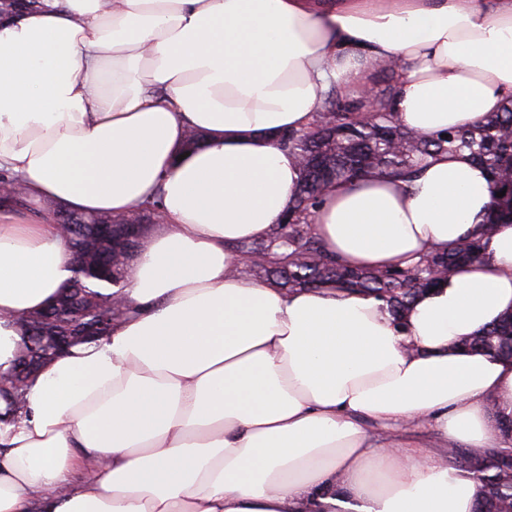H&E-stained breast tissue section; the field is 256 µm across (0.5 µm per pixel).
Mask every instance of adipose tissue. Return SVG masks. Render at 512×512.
Wrapping results in <instances>:
<instances>
[{
    "label": "adipose tissue",
    "instance_id": "ef3b65f1",
    "mask_svg": "<svg viewBox=\"0 0 512 512\" xmlns=\"http://www.w3.org/2000/svg\"><path fill=\"white\" fill-rule=\"evenodd\" d=\"M39 0L0 17V170L32 202L164 220L119 294L131 315L29 383L0 422V512H474L448 450L497 447L512 360L460 346L512 313V224L469 151L408 181L331 184L313 233L343 264L412 265L481 236L485 260L401 317L336 288L243 274L282 223L325 92L395 63V120L477 125L512 96V0ZM206 143L186 151L188 130ZM0 212V367L73 276L46 221Z\"/></svg>",
    "mask_w": 512,
    "mask_h": 512
}]
</instances>
